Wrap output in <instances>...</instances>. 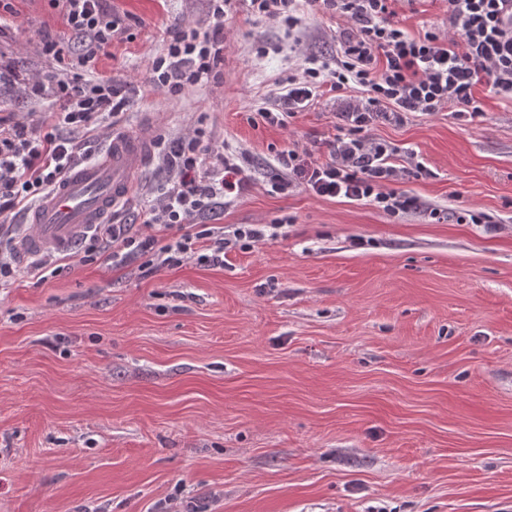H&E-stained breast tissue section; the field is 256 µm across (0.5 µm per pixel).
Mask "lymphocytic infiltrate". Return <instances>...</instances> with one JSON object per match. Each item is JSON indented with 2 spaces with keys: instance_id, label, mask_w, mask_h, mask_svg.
Returning <instances> with one entry per match:
<instances>
[{
  "instance_id": "obj_1",
  "label": "lymphocytic infiltrate",
  "mask_w": 512,
  "mask_h": 512,
  "mask_svg": "<svg viewBox=\"0 0 512 512\" xmlns=\"http://www.w3.org/2000/svg\"><path fill=\"white\" fill-rule=\"evenodd\" d=\"M239 1L255 18L290 30L300 25L303 10L347 23L337 38L335 63L309 56L301 75L277 81L259 110L265 122L283 127L324 94L354 86L363 91L349 104L347 132L331 143L326 160H313L309 150L296 147L277 154L276 190L301 186L318 197L368 202L390 214L423 209L417 198L384 191L385 183L399 181L406 170L397 164L394 148L365 137L368 125L387 109L397 123L417 112L482 114L475 96L482 83L512 97V0H445L447 33L418 36L397 24L396 0H209L203 26L175 31L165 52L153 59V86L178 95L209 80L224 58V19ZM50 2L79 38L85 58L107 53L126 31L104 0ZM24 92L52 99L54 109L46 121L0 116L1 217L41 200L80 160L84 139L117 126L129 104L107 76H36L25 80ZM159 160L167 177L145 202L141 228L97 225L84 240V260L122 266L133 259L144 273L188 259L220 267L231 245L268 240L263 224H204V216L230 204L249 179L232 156L211 146L203 128L180 136Z\"/></svg>"
}]
</instances>
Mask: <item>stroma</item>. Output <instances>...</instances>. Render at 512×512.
Wrapping results in <instances>:
<instances>
[{
  "mask_svg": "<svg viewBox=\"0 0 512 512\" xmlns=\"http://www.w3.org/2000/svg\"><path fill=\"white\" fill-rule=\"evenodd\" d=\"M9 3L0 65L112 76L122 126L153 117L169 148L206 128L250 176L206 223L278 236L220 267L70 254L0 287V512H512V99L480 85L475 118L374 120L368 139L428 169L398 190L438 210L391 216L271 188L280 151L322 161L340 133L329 94L283 127L258 110L302 51L335 58L342 19L308 13L290 36L238 8L208 83L173 96L151 62L208 0H106L128 30L85 63L49 0ZM396 10L410 34L448 31L444 0ZM469 210L488 223H459Z\"/></svg>",
  "mask_w": 512,
  "mask_h": 512,
  "instance_id": "stroma-1",
  "label": "stroma"
}]
</instances>
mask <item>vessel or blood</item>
Segmentation results:
<instances>
[{"label":"vessel or blood","mask_w":512,"mask_h":512,"mask_svg":"<svg viewBox=\"0 0 512 512\" xmlns=\"http://www.w3.org/2000/svg\"><path fill=\"white\" fill-rule=\"evenodd\" d=\"M154 153V124L114 131L97 160L72 169L25 216L15 240L21 262L45 253L74 252L96 225L131 197L139 174Z\"/></svg>","instance_id":"b4317fda"}]
</instances>
